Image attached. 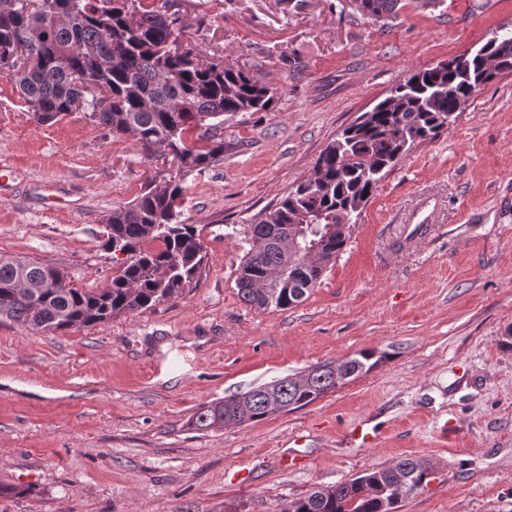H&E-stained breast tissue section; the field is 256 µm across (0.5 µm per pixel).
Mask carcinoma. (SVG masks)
Listing matches in <instances>:
<instances>
[{
	"label": "carcinoma",
	"instance_id": "1",
	"mask_svg": "<svg viewBox=\"0 0 512 512\" xmlns=\"http://www.w3.org/2000/svg\"><path fill=\"white\" fill-rule=\"evenodd\" d=\"M401 0H361L357 11L388 19ZM181 19L143 0H0V73L19 87L40 123L86 112L114 134L131 135L148 158L184 173L224 161V117L272 109L280 88L240 69L202 63L180 46ZM512 73V28L477 50L413 71L343 129L317 158L318 178L304 179L251 225L236 278L238 295L259 309H288L321 283L380 182L419 144L435 139L471 100ZM183 187H147L107 219L106 250L118 270L99 290L64 288L57 267L25 256H0V320L38 332L105 325L179 298L200 272L201 234L180 221ZM314 249L307 257L302 251ZM375 353L260 385L202 405L196 430L264 419L268 397L294 411L340 384L369 373ZM429 462L412 457L347 482L317 487L280 512H398L428 485Z\"/></svg>",
	"mask_w": 512,
	"mask_h": 512
}]
</instances>
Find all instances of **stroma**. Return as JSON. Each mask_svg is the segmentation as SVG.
<instances>
[{
	"mask_svg": "<svg viewBox=\"0 0 512 512\" xmlns=\"http://www.w3.org/2000/svg\"><path fill=\"white\" fill-rule=\"evenodd\" d=\"M172 9L182 43L279 96L272 111L226 121L223 162L182 178L183 218L206 257L180 298L56 333L0 322V483L27 490L0 496V512H279L405 457L434 475L399 512H512V73L397 163L302 303L258 309L235 285L250 225L328 143L408 72L512 24V0H408L385 24L349 0ZM1 154L14 173L0 190V255L104 288L117 269L102 248L107 218L162 184L166 166L87 114L37 122L0 74ZM417 224L427 232L407 239ZM361 350L379 363L305 408L187 426L202 404ZM356 425L376 432L373 446L346 440ZM285 445L297 456L288 469Z\"/></svg>",
	"mask_w": 512,
	"mask_h": 512,
	"instance_id": "stroma-1",
	"label": "stroma"
}]
</instances>
